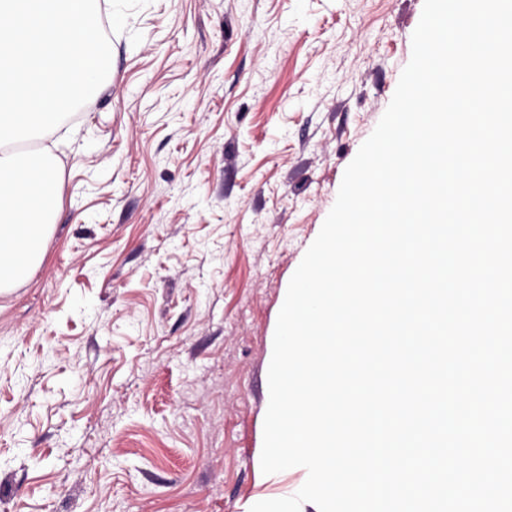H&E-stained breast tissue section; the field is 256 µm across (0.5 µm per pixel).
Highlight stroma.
I'll use <instances>...</instances> for the list:
<instances>
[{
	"instance_id": "stroma-1",
	"label": "stroma",
	"mask_w": 512,
	"mask_h": 512,
	"mask_svg": "<svg viewBox=\"0 0 512 512\" xmlns=\"http://www.w3.org/2000/svg\"><path fill=\"white\" fill-rule=\"evenodd\" d=\"M105 82L35 138L39 266L0 294V512H246L291 277L423 0H97Z\"/></svg>"
}]
</instances>
